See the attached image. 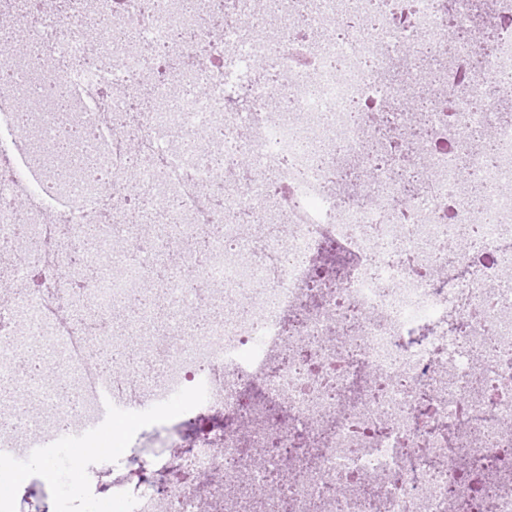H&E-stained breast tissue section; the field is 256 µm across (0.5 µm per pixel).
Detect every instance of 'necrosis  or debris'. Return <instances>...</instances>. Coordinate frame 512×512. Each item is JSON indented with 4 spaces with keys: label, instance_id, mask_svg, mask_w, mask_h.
<instances>
[{
    "label": "necrosis or debris",
    "instance_id": "obj_1",
    "mask_svg": "<svg viewBox=\"0 0 512 512\" xmlns=\"http://www.w3.org/2000/svg\"><path fill=\"white\" fill-rule=\"evenodd\" d=\"M281 8L272 38L257 0H0L26 43L0 55V352L49 342L81 404L28 364L11 391L90 450L102 391L178 397L219 478L204 498L156 483L165 453L91 452L53 512H512V0L489 42L468 0ZM430 58L414 137L400 74ZM132 336L149 357L102 371ZM13 470L0 512H37Z\"/></svg>",
    "mask_w": 512,
    "mask_h": 512
}]
</instances>
